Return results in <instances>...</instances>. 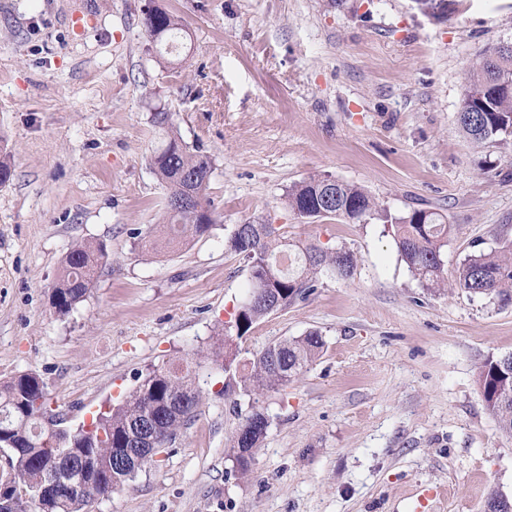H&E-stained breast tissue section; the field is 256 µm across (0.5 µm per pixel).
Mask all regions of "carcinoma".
Here are the masks:
<instances>
[{
  "label": "carcinoma",
  "instance_id": "obj_1",
  "mask_svg": "<svg viewBox=\"0 0 512 512\" xmlns=\"http://www.w3.org/2000/svg\"><path fill=\"white\" fill-rule=\"evenodd\" d=\"M144 31L159 43V57L182 34L180 20L168 11L142 18ZM457 118L461 130L481 144L512 137V49L496 46L479 56L470 71ZM155 174L166 188L182 189L209 206L207 191L214 171L211 156L191 152L174 132L150 158ZM330 177L310 176L293 185L285 196L288 209L305 219L341 218L359 224L380 215L378 204L362 188L336 181V204L324 210L323 185ZM215 220L202 223L196 205L175 212L164 202L158 236L168 244L182 245L207 235ZM401 260L424 288L458 289L474 296L512 303V241L489 252L468 256L453 274L445 268L444 251L450 227L442 214L414 210L391 225ZM228 246L247 264V299L233 320L215 332L212 362L231 372L224 394L237 395L232 411L241 422L232 437L234 457L243 475L250 471L254 449L260 447L269 417L258 405L259 396L284 387L299 376L325 348L317 330L268 346L250 361L247 373L238 374V353L224 348L243 338L253 324L269 316L262 302H250L258 284L275 290L283 308L306 299L317 288L325 270L348 278L356 259L343 249L288 240L283 227L250 224L242 236L232 235ZM106 258L103 245L76 244L67 252L62 271L50 295L59 316L70 314L92 290ZM196 367L183 359L148 372L125 400L96 414L91 424L46 433L60 419L49 406L45 383L34 372H21L0 384V433L13 447L5 449L8 470L0 478V512H87L99 498L100 485L120 487L147 468L159 449L173 444L179 432L196 416L200 392L195 386ZM477 380L486 410L498 430L512 438V353L490 357L479 367ZM55 476L62 483L83 482L78 493L61 490L49 497L41 491Z\"/></svg>",
  "mask_w": 512,
  "mask_h": 512
}]
</instances>
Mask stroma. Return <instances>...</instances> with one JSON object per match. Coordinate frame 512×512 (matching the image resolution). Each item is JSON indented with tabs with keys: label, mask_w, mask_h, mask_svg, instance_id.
Returning <instances> with one entry per match:
<instances>
[{
	"label": "stroma",
	"mask_w": 512,
	"mask_h": 512,
	"mask_svg": "<svg viewBox=\"0 0 512 512\" xmlns=\"http://www.w3.org/2000/svg\"><path fill=\"white\" fill-rule=\"evenodd\" d=\"M185 50L160 62L146 0H0V381L43 379L68 429L90 423L148 370L197 362L247 295L236 225L349 250L352 277L254 324L240 362L319 330L320 356L265 392L270 419L248 477L224 373L197 370L194 422L90 512H483L512 496V438L485 408L479 366L512 353V304L423 288L383 220L289 211L312 175L358 185L388 215L425 208L450 226L445 263L512 239V140L472 143L456 113L487 47L512 42V0H159ZM82 28H71L73 15ZM171 112L212 156L210 235L147 247L166 190L150 166ZM77 242L109 258L87 299L49 304Z\"/></svg>",
	"instance_id": "obj_1"
}]
</instances>
